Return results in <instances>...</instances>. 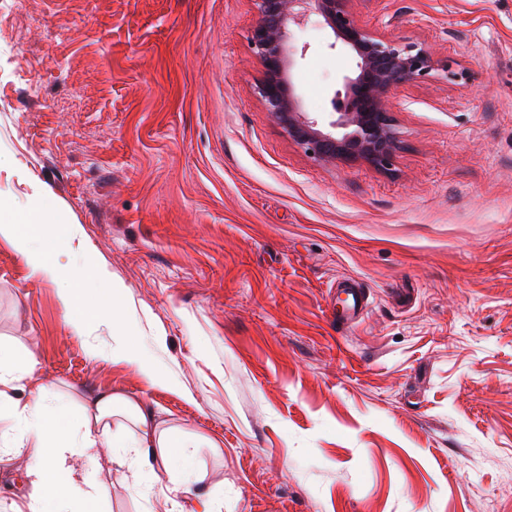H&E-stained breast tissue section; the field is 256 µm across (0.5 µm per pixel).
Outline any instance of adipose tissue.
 Instances as JSON below:
<instances>
[{
  "label": "adipose tissue",
  "instance_id": "1",
  "mask_svg": "<svg viewBox=\"0 0 512 512\" xmlns=\"http://www.w3.org/2000/svg\"><path fill=\"white\" fill-rule=\"evenodd\" d=\"M24 206L0 193V239L9 241L37 282H70L75 277L67 259L73 232L58 231L57 211L49 202L50 191L29 180ZM46 231L47 248L34 246L35 231ZM67 324L73 335H84L92 320L102 314L118 318L122 292L109 288L94 307H86L79 289L68 287L61 295ZM38 369L34 353L17 358L13 350L0 347V410L15 420L21 437L11 448L22 458V470L34 490L27 512H100L112 498V484L101 474L102 463L117 464L133 478L146 480L158 473L169 476L158 495L164 502L188 491L195 474L198 438L164 425L142 400L122 392L105 391L71 404L49 401L47 384H33ZM34 447H26V440Z\"/></svg>",
  "mask_w": 512,
  "mask_h": 512
}]
</instances>
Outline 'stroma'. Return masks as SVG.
<instances>
[{
  "instance_id": "1",
  "label": "stroma",
  "mask_w": 512,
  "mask_h": 512,
  "mask_svg": "<svg viewBox=\"0 0 512 512\" xmlns=\"http://www.w3.org/2000/svg\"><path fill=\"white\" fill-rule=\"evenodd\" d=\"M352 8L454 71L394 91L387 172L315 161L266 112L255 0H0V192L47 185L172 383L113 361L108 319L73 336L3 240L0 345L212 439L182 512H512V0ZM329 40L294 30L317 116L353 69ZM344 279L371 307L341 330ZM159 508L114 483L110 512Z\"/></svg>"
}]
</instances>
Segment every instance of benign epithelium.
Masks as SVG:
<instances>
[{
    "instance_id": "1",
    "label": "benign epithelium",
    "mask_w": 512,
    "mask_h": 512,
    "mask_svg": "<svg viewBox=\"0 0 512 512\" xmlns=\"http://www.w3.org/2000/svg\"><path fill=\"white\" fill-rule=\"evenodd\" d=\"M257 20L250 32L252 49L262 68L256 86L264 107L288 137L312 157L327 163H362L391 169L399 149L391 94L403 83L442 71L453 75L446 60L417 43L387 39L363 25L352 0H256ZM317 17L333 41L355 61L325 119L310 115L292 82V71L308 47L292 40V28Z\"/></svg>"
}]
</instances>
